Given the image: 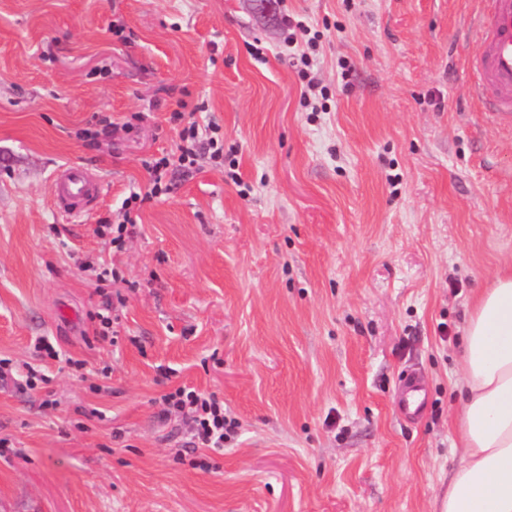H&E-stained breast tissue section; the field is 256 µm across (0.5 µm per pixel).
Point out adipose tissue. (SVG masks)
<instances>
[{"label": "adipose tissue", "mask_w": 512, "mask_h": 512, "mask_svg": "<svg viewBox=\"0 0 512 512\" xmlns=\"http://www.w3.org/2000/svg\"><path fill=\"white\" fill-rule=\"evenodd\" d=\"M463 334L459 464L438 512H512V267L476 295Z\"/></svg>", "instance_id": "ef3b65f1"}]
</instances>
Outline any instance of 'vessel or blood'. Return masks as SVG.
I'll use <instances>...</instances> for the list:
<instances>
[{"label": "vessel or blood", "instance_id": "b4317fda", "mask_svg": "<svg viewBox=\"0 0 512 512\" xmlns=\"http://www.w3.org/2000/svg\"><path fill=\"white\" fill-rule=\"evenodd\" d=\"M479 35L481 48L470 61L472 89L484 112L512 120V0H487ZM51 195L65 214L83 213L94 196L86 169L68 166L54 179Z\"/></svg>", "mask_w": 512, "mask_h": 512}]
</instances>
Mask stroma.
Listing matches in <instances>:
<instances>
[{"label": "stroma", "mask_w": 512, "mask_h": 512, "mask_svg": "<svg viewBox=\"0 0 512 512\" xmlns=\"http://www.w3.org/2000/svg\"><path fill=\"white\" fill-rule=\"evenodd\" d=\"M484 7L0 0V512H434L466 313L512 265V127L466 69ZM285 14L308 27L290 49ZM179 99L207 102L193 119L237 175L205 152L125 211L176 150ZM70 164L96 180L79 217L50 195ZM127 216L113 248L97 227ZM183 385L237 422L223 449L164 414Z\"/></svg>", "instance_id": "obj_1"}]
</instances>
